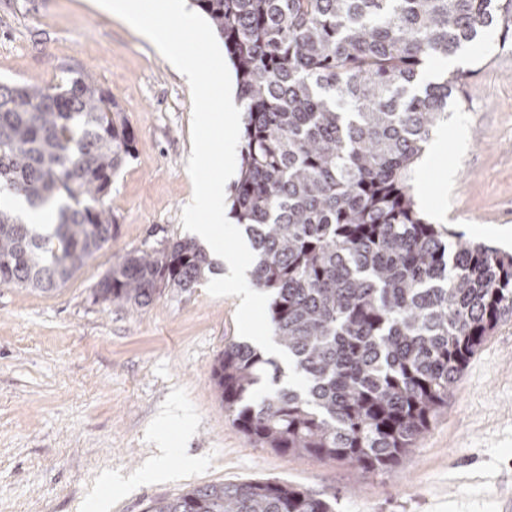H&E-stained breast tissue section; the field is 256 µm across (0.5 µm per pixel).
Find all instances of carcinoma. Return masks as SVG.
Masks as SVG:
<instances>
[{
	"instance_id": "carcinoma-1",
	"label": "carcinoma",
	"mask_w": 512,
	"mask_h": 512,
	"mask_svg": "<svg viewBox=\"0 0 512 512\" xmlns=\"http://www.w3.org/2000/svg\"><path fill=\"white\" fill-rule=\"evenodd\" d=\"M193 2L235 66L245 145L231 211L290 371L285 386L273 357L229 339L216 397L261 448L390 469L512 316V253L425 222L410 184L469 76L442 63L511 32L512 0ZM133 143L87 71L0 82V189L57 217L43 234L0 205V287L52 293L112 241L105 197ZM209 266L191 239L131 251L95 300L147 306ZM150 512H336V495L260 478L196 486Z\"/></svg>"
}]
</instances>
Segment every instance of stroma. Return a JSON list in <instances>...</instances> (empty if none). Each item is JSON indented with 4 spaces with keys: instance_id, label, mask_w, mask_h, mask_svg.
<instances>
[{
    "instance_id": "35a3bbf8",
    "label": "stroma",
    "mask_w": 512,
    "mask_h": 512,
    "mask_svg": "<svg viewBox=\"0 0 512 512\" xmlns=\"http://www.w3.org/2000/svg\"><path fill=\"white\" fill-rule=\"evenodd\" d=\"M454 66L470 77L440 124L446 147L414 170L413 195L462 240L510 252L512 38L464 46ZM68 68L92 73L119 103L134 151L108 197L111 243L54 293L0 288V512H93L106 472L126 481L110 512L254 478L335 495L336 512H512V318L469 360L412 453L369 474L255 446L225 417L212 365L227 339L268 344L265 295L243 311L211 272L143 307L95 300L127 252L187 235L192 97L148 42L88 0H0V81L50 86ZM174 406L184 425L162 422ZM158 459L173 478L136 481Z\"/></svg>"
}]
</instances>
